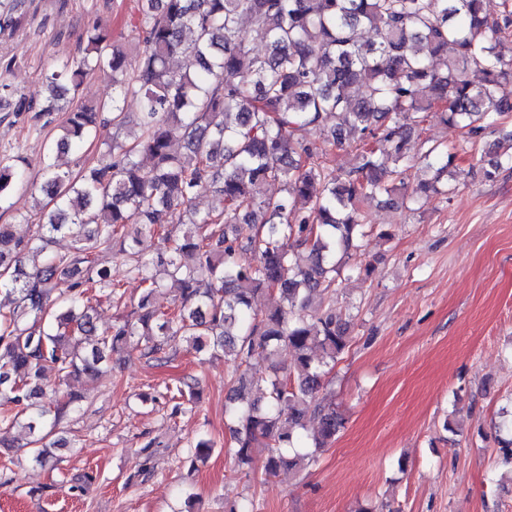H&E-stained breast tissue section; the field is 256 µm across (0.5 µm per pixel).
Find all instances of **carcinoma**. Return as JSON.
<instances>
[{
	"mask_svg": "<svg viewBox=\"0 0 512 512\" xmlns=\"http://www.w3.org/2000/svg\"><path fill=\"white\" fill-rule=\"evenodd\" d=\"M25 21L0 0L1 70L17 62L4 43ZM133 27L127 50L107 23L89 20L78 54L44 73L37 101L0 83L1 107L49 124L62 116L38 162L47 201L22 233L0 224V403L17 408L0 411V429H25L29 455L43 464L64 442L50 440L54 427L78 407L73 385L97 379L110 351L134 336L149 357L184 342L233 363L225 417L238 470L250 474L259 457L266 477L304 469L342 427L331 401L318 397L349 342L350 320L336 311V255L363 247L364 201L402 205L442 193L457 153L431 145L416 161L408 155L429 115L474 144L512 112L503 94L512 85V0H138ZM363 28L376 39L361 41ZM247 31L265 55L253 52ZM178 53L198 69L175 68ZM436 57L444 68L432 65ZM91 74L109 80L112 97L72 106L71 92ZM128 98L138 111H124ZM102 123L115 129L112 143L91 166L61 170L58 153ZM305 128L315 138H295ZM344 147L354 149L351 166L329 165L327 155ZM486 155L489 179L512 167V152ZM418 164L432 177L410 189ZM24 165L0 157L1 210ZM275 183L280 194H267ZM204 193L222 207L200 211ZM59 234L71 238L63 253L49 249ZM145 238L157 241L154 252L141 248ZM301 247L310 250L306 263ZM113 250L130 255L127 273L144 294L101 330L92 301L123 296L101 261ZM30 252L43 263L28 272ZM167 283L180 301L159 311L150 299ZM276 291L277 306L253 308L257 295ZM284 346L293 352L288 366L278 360ZM256 359L267 363L261 379L242 371ZM48 369L58 378L52 388L43 383ZM214 447L195 439L190 464Z\"/></svg>",
	"mask_w": 512,
	"mask_h": 512,
	"instance_id": "carcinoma-1",
	"label": "carcinoma"
}]
</instances>
